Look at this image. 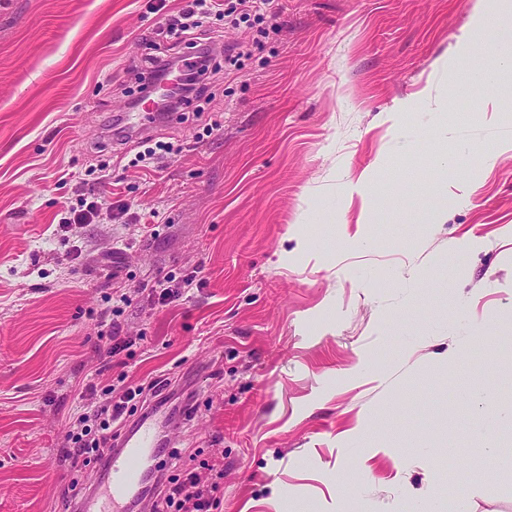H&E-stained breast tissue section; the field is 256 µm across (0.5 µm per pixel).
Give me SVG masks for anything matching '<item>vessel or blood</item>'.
<instances>
[{"label":"vessel or blood","instance_id":"vessel-or-blood-1","mask_svg":"<svg viewBox=\"0 0 512 512\" xmlns=\"http://www.w3.org/2000/svg\"><path fill=\"white\" fill-rule=\"evenodd\" d=\"M171 433V425L153 418L141 419L133 432L125 434L106 467L95 472L88 491L72 512H125L133 488L143 487L146 453L156 450Z\"/></svg>","mask_w":512,"mask_h":512}]
</instances>
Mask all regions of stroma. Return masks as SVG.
Returning a JSON list of instances; mask_svg holds the SVG:
<instances>
[{
    "mask_svg": "<svg viewBox=\"0 0 512 512\" xmlns=\"http://www.w3.org/2000/svg\"><path fill=\"white\" fill-rule=\"evenodd\" d=\"M156 2L0 0V512H63L85 487L66 423L121 373L188 375L191 417L159 457L223 470L219 512H448L451 457L488 470L469 512H512V456L488 464L483 433L512 414V151L488 156L512 138L503 50L484 48L495 81L457 60L428 99L478 39L477 0H274L262 34L213 18L251 44L237 75L152 128L181 153L100 180L96 145L182 6ZM80 191L113 221L61 231ZM194 271L170 304L134 296L131 354L99 369L106 295Z\"/></svg>",
    "mask_w": 512,
    "mask_h": 512,
    "instance_id": "stroma-1",
    "label": "stroma"
}]
</instances>
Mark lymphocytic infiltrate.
Returning a JSON list of instances; mask_svg holds the SVG:
<instances>
[{"mask_svg":"<svg viewBox=\"0 0 512 512\" xmlns=\"http://www.w3.org/2000/svg\"><path fill=\"white\" fill-rule=\"evenodd\" d=\"M214 15L229 18L235 26L250 21L270 23L276 19L271 0H186L158 31L168 42L169 53L146 58L149 78L163 77L172 66L186 73L184 84L166 104V111H178L183 105L200 99L205 92L203 81L210 72L212 50L223 40L222 34L212 30L209 23ZM129 303L128 293L120 289L109 297L107 307L101 312L109 328L105 346L97 350L99 357L111 359L132 346V338L124 335L119 322ZM185 392L183 378L179 375H162L127 388L85 384L79 393L84 402L83 410L74 414L67 426L68 455L86 466L105 460L116 450L117 428L127 417L138 413L149 416ZM154 487L151 512H217L220 505L218 479L203 480L191 469L177 474L159 471Z\"/></svg>","mask_w":512,"mask_h":512,"instance_id":"1","label":"lymphocytic infiltrate"}]
</instances>
